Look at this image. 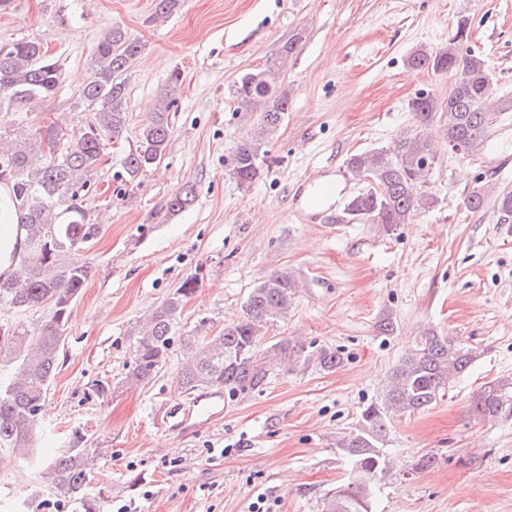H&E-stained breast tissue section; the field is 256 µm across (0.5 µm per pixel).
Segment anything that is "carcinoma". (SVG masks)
Listing matches in <instances>:
<instances>
[{
    "label": "carcinoma",
    "mask_w": 512,
    "mask_h": 512,
    "mask_svg": "<svg viewBox=\"0 0 512 512\" xmlns=\"http://www.w3.org/2000/svg\"><path fill=\"white\" fill-rule=\"evenodd\" d=\"M468 38V24L461 21L448 46L419 50L409 59L416 71L454 77L448 99L421 91L409 108L420 125L437 116L444 118L448 147L467 155L480 151L498 113L512 112V97L495 96L484 59L469 49L461 50ZM302 41V32L292 34L263 68L246 72L236 81L237 111L253 116L250 131L231 153L230 172L242 185L252 184L260 175L288 111V86L283 84L282 72ZM140 49L139 42L119 27L98 41L90 77L79 93L91 112L76 141L68 142L56 124L28 143L0 132V183L10 188L17 205L16 241L0 239V257L10 261L8 269L0 272V301L20 311L42 306L49 310L36 335L20 321L0 323V360L14 363L9 382L0 385V448L23 455L32 451V434L56 374L73 304L92 273L79 252L99 230L88 223L84 197L93 191L91 176L101 164L106 143L126 126L125 73ZM61 76L62 65L49 58L39 42H1L0 111L50 97ZM172 91L170 87L162 94L151 122L139 132L136 147L122 160L121 176L129 184L166 155L173 129ZM436 162L431 141L417 129L400 135L389 148L352 155L348 170L367 188L349 199L346 213L388 231L411 223L435 203L428 180ZM194 201V188L187 184L169 198L168 212L177 215ZM196 286L197 279L185 280L135 329L132 381L152 378L165 362L183 304ZM296 293L292 276L272 274L251 290L238 321L213 336L184 337L186 356L179 372L184 391L192 394L208 387L232 395L260 391L282 366L312 360L324 371L335 370L342 358L334 350L322 349L313 357L287 340L262 343L269 329L288 315ZM475 358L474 349L432 329L424 332L393 368L382 401L363 408L362 426L338 442L357 480L330 490L324 512H372L374 488L388 471L382 444L390 415L410 414L436 403ZM474 412L481 417L511 413L512 382L501 380L484 387ZM86 442L85 436L74 435L69 446L46 464L42 483L83 512H102L103 495L86 492Z\"/></svg>",
    "instance_id": "1"
}]
</instances>
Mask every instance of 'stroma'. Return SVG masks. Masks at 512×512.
Here are the masks:
<instances>
[{"instance_id":"stroma-1","label":"stroma","mask_w":512,"mask_h":512,"mask_svg":"<svg viewBox=\"0 0 512 512\" xmlns=\"http://www.w3.org/2000/svg\"><path fill=\"white\" fill-rule=\"evenodd\" d=\"M156 0H10L0 41L35 40L63 65L50 98L0 111L23 134L56 123L79 136L89 115L77 76L112 25L141 45L126 73L127 123L106 147L84 206L99 235L82 251L93 272L77 300L32 452L0 449V512H26L40 472L73 433L84 434L91 492L103 512H322L350 472L338 439L380 400L394 365L434 329L473 348L476 360L443 398L391 417L383 451L392 468L375 489L376 512H512V413L477 418L487 383L512 381V220L495 205L512 190V112L484 149L439 148L435 203L388 231L344 214L362 188L351 155L391 147L417 122L422 90L447 99L452 77L411 70L418 49L447 46L459 20L500 96L512 95V0H183L166 21ZM304 39L284 81L288 112L259 177L241 185L230 153L252 124L236 109L237 78L263 66L294 32ZM173 133L166 156L137 185L118 176L172 73ZM194 204L168 199L184 184ZM485 206L472 212L473 190ZM280 271L301 285L267 341L338 351L328 372L306 364L274 373L262 391L184 393L183 339L236 321L251 288ZM168 357L130 384L136 323L188 278ZM432 457L431 468L417 461Z\"/></svg>"}]
</instances>
